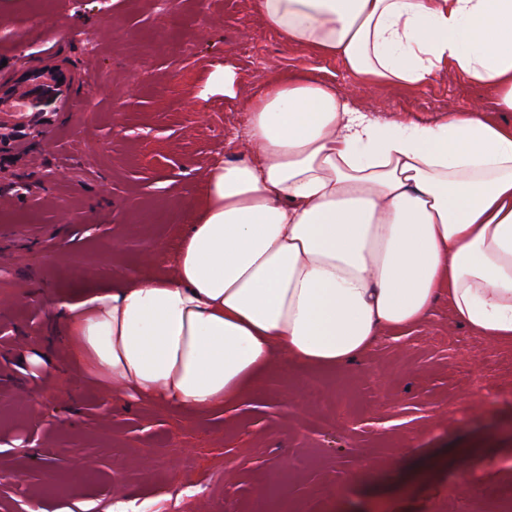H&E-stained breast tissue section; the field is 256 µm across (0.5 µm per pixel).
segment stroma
<instances>
[{
    "instance_id": "stroma-1",
    "label": "stroma",
    "mask_w": 512,
    "mask_h": 512,
    "mask_svg": "<svg viewBox=\"0 0 512 512\" xmlns=\"http://www.w3.org/2000/svg\"><path fill=\"white\" fill-rule=\"evenodd\" d=\"M69 71L77 109L0 146V512H491L512 504V347L431 319L379 338L358 367L274 372L262 396L203 415L135 403L68 350L42 354L76 284L172 271L208 169L267 76L295 68L347 91L340 64L287 47L252 0H0V89ZM441 77L364 108L431 119L487 104ZM476 480L462 483V467Z\"/></svg>"
}]
</instances>
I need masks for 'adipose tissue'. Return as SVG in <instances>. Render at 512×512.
Masks as SVG:
<instances>
[{"instance_id":"adipose-tissue-1","label":"adipose tissue","mask_w":512,"mask_h":512,"mask_svg":"<svg viewBox=\"0 0 512 512\" xmlns=\"http://www.w3.org/2000/svg\"><path fill=\"white\" fill-rule=\"evenodd\" d=\"M289 47L338 61L269 79L213 165L175 274L59 305L53 334L129 397L202 414L260 395L280 367L355 366L382 332L447 299L512 345V0H252ZM449 76L488 106L385 120L357 92Z\"/></svg>"}]
</instances>
